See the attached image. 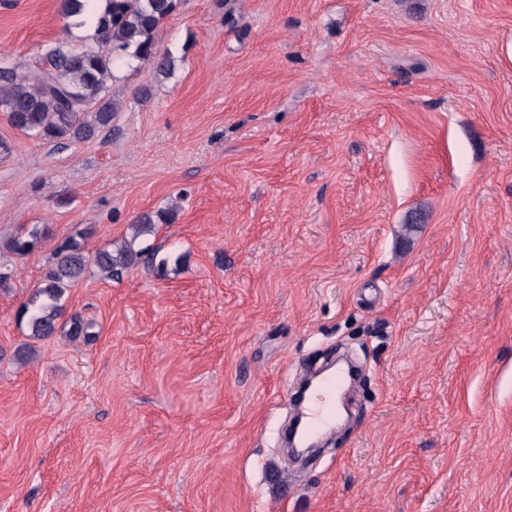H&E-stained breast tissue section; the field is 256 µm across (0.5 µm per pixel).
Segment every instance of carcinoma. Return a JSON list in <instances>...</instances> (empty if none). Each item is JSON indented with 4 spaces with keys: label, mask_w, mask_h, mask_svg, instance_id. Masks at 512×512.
I'll return each instance as SVG.
<instances>
[{
    "label": "carcinoma",
    "mask_w": 512,
    "mask_h": 512,
    "mask_svg": "<svg viewBox=\"0 0 512 512\" xmlns=\"http://www.w3.org/2000/svg\"><path fill=\"white\" fill-rule=\"evenodd\" d=\"M63 0V13L71 17L89 6L96 20L95 44L73 49L64 42L50 48L40 67L22 70L7 57L0 58V112L15 128L44 141H80L112 123L121 105L108 96V81L114 63L124 57L153 59L159 71L171 68V61L157 54L156 34L177 7V0ZM94 105L96 110L88 111ZM173 213L161 209L145 213L132 225L133 236L118 246L85 253L81 232L60 245L53 266L32 297L25 302L19 317L27 320L30 338L43 339L57 331L63 314L62 300L68 290L93 264L104 277L113 279L139 262L143 250L134 247L142 235L154 231L157 224H169ZM45 229H32L13 237L11 253L30 252Z\"/></svg>",
    "instance_id": "obj_1"
}]
</instances>
